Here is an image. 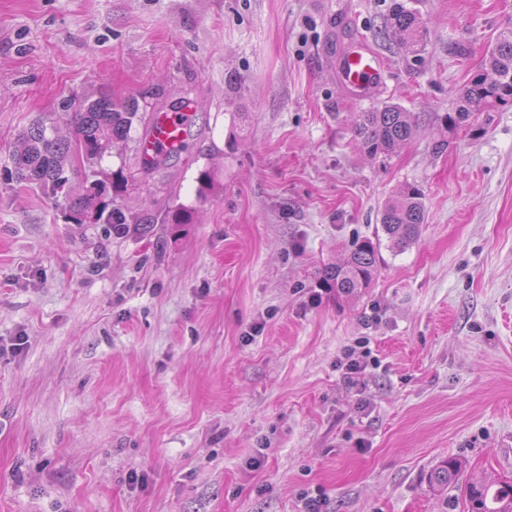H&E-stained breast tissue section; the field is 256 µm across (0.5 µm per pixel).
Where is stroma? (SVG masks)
<instances>
[{
    "label": "stroma",
    "mask_w": 512,
    "mask_h": 512,
    "mask_svg": "<svg viewBox=\"0 0 512 512\" xmlns=\"http://www.w3.org/2000/svg\"><path fill=\"white\" fill-rule=\"evenodd\" d=\"M403 2L417 55L380 35L393 0H0V512H458L472 474L512 483V102L443 121L512 0ZM353 41L387 68L366 98L336 74ZM102 91L195 106L159 169L106 152L130 233L75 217L83 175L55 198L3 172ZM387 104L419 129L371 158L354 121ZM409 185L427 220L398 251L380 213ZM364 239L370 285L324 287ZM359 346H350L346 348L343 352V360L344 362H340L341 366H344L345 370V378L351 385H357L358 384V377L363 373L367 366L368 362L366 361V358L369 357L370 351H361L358 352L357 349L365 348L366 346L363 345V342L357 343ZM363 345V346H361Z\"/></svg>",
    "instance_id": "obj_1"
}]
</instances>
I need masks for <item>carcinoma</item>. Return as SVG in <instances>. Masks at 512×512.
<instances>
[{"label": "carcinoma", "instance_id": "cac0c4a2", "mask_svg": "<svg viewBox=\"0 0 512 512\" xmlns=\"http://www.w3.org/2000/svg\"><path fill=\"white\" fill-rule=\"evenodd\" d=\"M385 32L406 51H415L424 37V23L404 4L396 2L385 20ZM512 101V28L500 34L496 44L486 54L482 67L472 76L459 96L458 112L445 119L455 126L467 122L473 112ZM67 120L75 125L74 138L60 139L54 126L38 119L23 132L20 146L10 157L7 170L10 180L34 183L57 196L70 183L75 171L72 154L83 146L88 150L86 163L102 157L115 139L128 138L133 126L147 132L154 113L139 111L137 101H122L101 93L95 99H85L79 105L66 106ZM354 131L358 147L371 157L391 153L410 140L416 131L411 113L396 104L361 112ZM124 189V179L110 184L102 181L99 191L88 194L78 204L76 213H92L94 220L113 227L128 224L124 211L116 204L107 208L103 197L109 191ZM424 194L417 186H409L390 198L381 211V227L391 248L403 249L418 235L425 221ZM378 247L365 239L355 246L344 264L325 269L323 281L336 295L348 296L368 287L377 272ZM458 462L448 460L431 473V482L443 489L455 484ZM466 512H512V483L504 482L495 491L479 480H472L465 490Z\"/></svg>", "mask_w": 512, "mask_h": 512}]
</instances>
